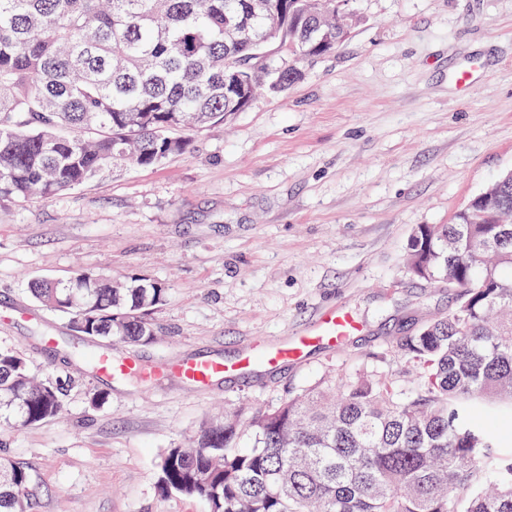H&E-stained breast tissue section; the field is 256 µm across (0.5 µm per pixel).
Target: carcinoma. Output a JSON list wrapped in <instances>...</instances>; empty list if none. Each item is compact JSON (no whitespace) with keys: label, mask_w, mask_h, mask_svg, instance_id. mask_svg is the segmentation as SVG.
<instances>
[{"label":"carcinoma","mask_w":512,"mask_h":512,"mask_svg":"<svg viewBox=\"0 0 512 512\" xmlns=\"http://www.w3.org/2000/svg\"><path fill=\"white\" fill-rule=\"evenodd\" d=\"M342 0H0V199L50 197L103 168L155 166L360 22ZM329 34L330 44L321 34ZM455 224L418 226L407 265L456 289L448 316L396 341L421 367L398 394L367 376L204 425L163 449L158 489L209 512H512V451L477 415L512 417V173ZM33 297L105 340L148 343L166 288L80 272ZM61 388L0 348V416L63 414ZM32 476L0 461V512H30Z\"/></svg>","instance_id":"carcinoma-1"}]
</instances>
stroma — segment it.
Masks as SVG:
<instances>
[{
    "mask_svg": "<svg viewBox=\"0 0 512 512\" xmlns=\"http://www.w3.org/2000/svg\"><path fill=\"white\" fill-rule=\"evenodd\" d=\"M348 40L284 94L198 134L159 166L104 170L74 190L0 200V347L63 388L65 411L0 427V458L27 466L31 512H208L157 488L163 449L238 407L324 381L373 374L411 392L416 363L394 349L454 294L405 266L422 224H451L512 171V0H350ZM162 283L156 337L116 346L145 365L188 356L234 362L346 305L347 347L305 365L198 389L178 379L94 377L71 352L92 338L40 306L28 283L76 272ZM21 305L29 318L7 311ZM55 336L54 345L43 342Z\"/></svg>",
    "mask_w": 512,
    "mask_h": 512,
    "instance_id": "35a3bbf8",
    "label": "stroma"
}]
</instances>
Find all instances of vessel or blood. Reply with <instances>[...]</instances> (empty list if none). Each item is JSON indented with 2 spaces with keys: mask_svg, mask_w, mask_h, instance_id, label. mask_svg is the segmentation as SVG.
I'll use <instances>...</instances> for the list:
<instances>
[{
  "mask_svg": "<svg viewBox=\"0 0 512 512\" xmlns=\"http://www.w3.org/2000/svg\"><path fill=\"white\" fill-rule=\"evenodd\" d=\"M359 329L358 322L348 309L339 305L325 310L311 327L279 345L271 346L262 340H254L249 352L236 362L226 363L216 359L187 356L161 364L156 372L162 377L172 374L190 386L204 388L215 379L248 371L256 365L271 369L288 363L304 364L313 347L323 345L342 348ZM138 369L135 358L117 362L113 360L111 352L105 351L97 361L94 372L98 376L109 378L117 374H130Z\"/></svg>",
  "mask_w": 512,
  "mask_h": 512,
  "instance_id": "vessel-or-blood-1",
  "label": "vessel or blood"
}]
</instances>
